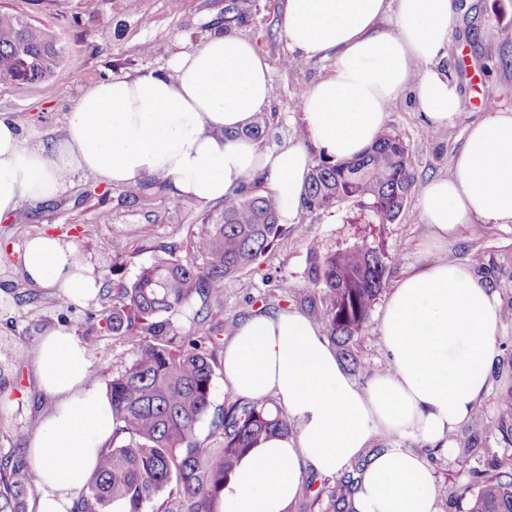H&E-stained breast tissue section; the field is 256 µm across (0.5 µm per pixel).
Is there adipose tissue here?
<instances>
[{
    "mask_svg": "<svg viewBox=\"0 0 512 512\" xmlns=\"http://www.w3.org/2000/svg\"><path fill=\"white\" fill-rule=\"evenodd\" d=\"M452 17L451 0H284L291 59L332 65L299 107L305 141L276 149L244 134L270 103L268 59L250 38L220 29L167 71L87 88L60 138L27 140L17 119L0 117V218L55 198L73 172L117 189L157 181L201 206L258 175L280 201L281 223H293L312 165L308 146L334 162L360 155L407 93L433 128L458 117V85L442 68ZM418 202L429 247L476 222L512 224V107L491 106L468 127L450 174L427 181ZM22 271L75 304L98 290L76 246L51 233L24 243ZM500 325L496 291L468 264L420 265L396 280L379 312L389 369L361 383L302 312L249 315L224 349V387L273 397L294 429L264 438L239 462L224 512H288L304 472L337 476L363 454L351 512H443L432 470L413 446L448 447L472 418L489 390ZM36 365L55 404L30 443L41 488L35 512H71L112 435V403L90 382L86 347L68 323L45 330Z\"/></svg>",
    "mask_w": 512,
    "mask_h": 512,
    "instance_id": "ef3b65f1",
    "label": "adipose tissue"
}]
</instances>
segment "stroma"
Listing matches in <instances>:
<instances>
[{
	"label": "stroma",
	"instance_id": "stroma-1",
	"mask_svg": "<svg viewBox=\"0 0 512 512\" xmlns=\"http://www.w3.org/2000/svg\"><path fill=\"white\" fill-rule=\"evenodd\" d=\"M453 3L457 11L445 65L459 85L460 115L448 126L431 129L407 95L388 117L423 182L450 173L467 126L482 117L487 103L512 106V0ZM282 9L283 0H244L238 11L231 0H137L132 11L124 0H0V12L22 14L59 37L66 47L63 69L69 76L64 86L54 77L25 85L0 82V113L20 120L27 138L61 137L65 116L82 89L115 76L167 67L173 56L191 51L221 26L251 38L267 55L272 67L269 111L274 119L260 145H288L299 135L298 91L325 74L328 64L316 59L287 62ZM207 212V207L189 201L175 202L154 187L132 201L122 190L78 173L69 177L55 199L24 202L15 214L0 219V259L17 260L26 239L52 232L77 245L94 270L113 268L114 279L129 282L162 245H179L181 261L197 262L187 241ZM358 213L351 202L325 212L299 211L260 264L226 282L224 302L213 311L222 327L216 341L227 345L232 324L258 309L292 307L308 312L309 246L334 251L364 237L382 242L393 258L394 280L420 260L426 227L417 199H409L391 224H360ZM130 227L138 228L137 236H127ZM434 256L468 263L479 280L496 289L502 313L483 422L471 420L459 427L450 437L452 450L425 451L443 512H466V502L456 500L454 492L468 483L471 471L488 469L494 461L512 469V443L504 438L505 431H512V224L473 225ZM27 287V282L0 274V337L24 352L21 372H9L6 383H0V393L9 394L8 401L0 402V452L17 449L24 455L29 444L17 441V429L37 430L53 406L37 383L38 339L50 325L70 318L66 299L46 291H38L35 304L14 303V293ZM356 350L364 366L356 374L358 381L387 371L376 320H369ZM133 351V341L109 334L99 337L87 350L91 382L106 385L113 371L131 360ZM336 484V478L307 473L288 512H332L330 496Z\"/></svg>",
	"mask_w": 512,
	"mask_h": 512
}]
</instances>
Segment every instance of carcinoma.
<instances>
[{
	"instance_id": "cac0c4a2",
	"label": "carcinoma",
	"mask_w": 512,
	"mask_h": 512,
	"mask_svg": "<svg viewBox=\"0 0 512 512\" xmlns=\"http://www.w3.org/2000/svg\"><path fill=\"white\" fill-rule=\"evenodd\" d=\"M20 15L0 14V82L22 84L44 78L37 52H17ZM271 115L259 114L245 134L261 139ZM409 150L400 134L384 129L359 156L317 160L310 169L300 208L325 211L352 201L369 224H392L409 198L420 192ZM282 235L274 193L254 182L224 197V207L205 215L190 240L199 264L182 262L173 246L161 247L134 280L102 278L109 307L99 314L105 330L136 339L131 361L112 373V441L79 493L73 512H219L224 484L239 460L261 440L291 430L288 417L268 400L233 392L224 405L212 401L219 349L213 340V308L224 284L255 264ZM392 257L363 238L337 251H308L307 277L320 293L314 320L338 355L361 368L354 344L366 327L374 301L390 285ZM191 311L189 325L173 317ZM0 371L23 364L17 346H0ZM208 433L199 434L203 421ZM37 476L22 456H0V512H29V490ZM477 492L467 512H512V473L473 471Z\"/></svg>"
}]
</instances>
